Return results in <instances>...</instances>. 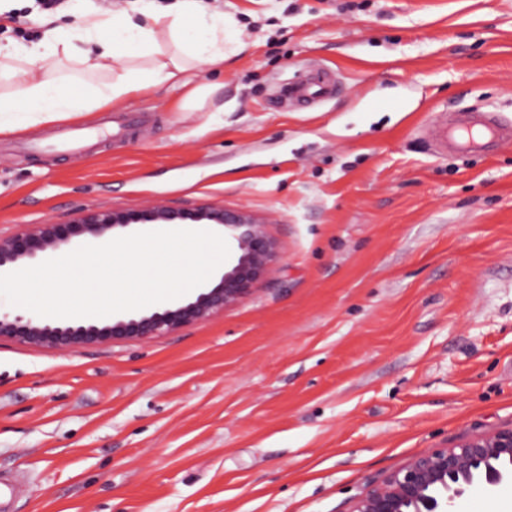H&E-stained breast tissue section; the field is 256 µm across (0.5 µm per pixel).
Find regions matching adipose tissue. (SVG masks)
I'll return each mask as SVG.
<instances>
[{
    "mask_svg": "<svg viewBox=\"0 0 512 512\" xmlns=\"http://www.w3.org/2000/svg\"><path fill=\"white\" fill-rule=\"evenodd\" d=\"M135 8L145 23L86 6L80 10L84 24L79 35L55 25L38 40L1 48L0 77L10 79L11 88L0 92V135L61 120L73 112L118 106L153 85L186 90L188 110L215 100L220 85L201 83L198 77L202 67L224 64L223 12L199 10L197 0H177L169 11L159 10L154 0H137ZM163 36L169 40L165 49L159 44ZM52 58L87 65L107 77L87 82L84 95L74 96L70 76L35 71L36 63ZM131 58L147 59L148 68L128 66Z\"/></svg>",
    "mask_w": 512,
    "mask_h": 512,
    "instance_id": "obj_1",
    "label": "adipose tissue"
}]
</instances>
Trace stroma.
Masks as SVG:
<instances>
[{"mask_svg": "<svg viewBox=\"0 0 512 512\" xmlns=\"http://www.w3.org/2000/svg\"><path fill=\"white\" fill-rule=\"evenodd\" d=\"M235 29L219 121L153 86L0 136V235L91 206L250 210L281 245L207 321L76 350L0 341L9 512H348L382 474L512 427V0H200ZM322 69L331 100L281 103ZM143 122L113 138L105 123ZM86 152L53 150L73 127ZM499 132V126L491 115H481L470 119L462 127L449 131V136L463 147L471 148L487 135Z\"/></svg>", "mask_w": 512, "mask_h": 512, "instance_id": "35a3bbf8", "label": "stroma"}]
</instances>
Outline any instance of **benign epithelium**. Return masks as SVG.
Returning <instances> with one entry per match:
<instances>
[{
	"label": "benign epithelium",
	"mask_w": 512,
	"mask_h": 512,
	"mask_svg": "<svg viewBox=\"0 0 512 512\" xmlns=\"http://www.w3.org/2000/svg\"><path fill=\"white\" fill-rule=\"evenodd\" d=\"M134 224L219 226L230 255L217 283L188 298L150 311L132 310L99 325L83 320H44L32 313L0 312V340L43 349H78L112 340H149L203 322L246 298L265 280L280 257V244L266 225L244 208L226 210L207 204L192 208L156 205L137 213L84 207L64 224L47 221L0 236V274L56 255L73 241L103 245L115 231ZM512 479V427L479 435L450 448H437L373 482L351 512H449L466 491Z\"/></svg>",
	"instance_id": "obj_1"
}]
</instances>
